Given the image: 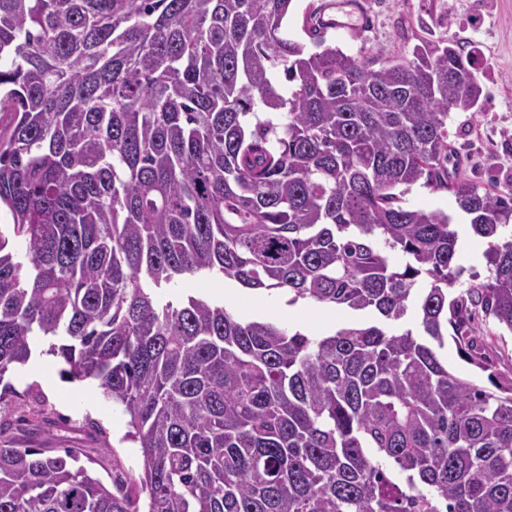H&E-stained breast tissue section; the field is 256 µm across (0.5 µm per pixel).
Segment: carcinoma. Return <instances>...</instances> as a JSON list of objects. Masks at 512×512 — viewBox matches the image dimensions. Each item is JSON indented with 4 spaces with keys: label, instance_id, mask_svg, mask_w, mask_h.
<instances>
[{
    "label": "carcinoma",
    "instance_id": "obj_1",
    "mask_svg": "<svg viewBox=\"0 0 512 512\" xmlns=\"http://www.w3.org/2000/svg\"><path fill=\"white\" fill-rule=\"evenodd\" d=\"M293 0H0V381L48 344L127 417L147 512H512V184L448 179L483 88L453 40L394 63L291 38ZM451 191L489 275L459 291ZM228 278L369 311L314 337L152 288ZM410 312L416 328L388 331ZM70 448L0 443V512H139ZM403 206L448 213L452 218L453 228L458 232L457 262L467 270L465 278H468L469 272H476L480 275L479 280H484L488 275L486 241L473 232L469 218L459 209L453 193L434 192L417 184L403 197ZM482 316L480 311L478 336H483L484 341L493 349L490 354L492 369L482 372L470 365L460 356L451 339L448 340V369L456 375L476 379L486 388L495 390L488 380L490 372L496 373L498 380L512 377V333L500 329L494 319Z\"/></svg>",
    "mask_w": 512,
    "mask_h": 512
}]
</instances>
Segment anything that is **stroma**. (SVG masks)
Segmentation results:
<instances>
[{
  "label": "stroma",
  "instance_id": "1",
  "mask_svg": "<svg viewBox=\"0 0 512 512\" xmlns=\"http://www.w3.org/2000/svg\"><path fill=\"white\" fill-rule=\"evenodd\" d=\"M371 24L348 35L327 33V46L353 55L382 54L391 60L409 55L422 40L452 38L475 60L486 97L481 112L452 113L448 121L452 179L488 190L512 183V0H367ZM411 209L441 210L458 233L457 262L467 271L487 276L486 242L476 235L456 197L415 185L404 196ZM159 302L180 303L187 296H205L241 320L274 319L312 335H326L351 321H372L368 312L341 311L308 300L289 304L277 291L254 293L235 282L186 276L155 289ZM479 334L492 352L491 372H482L448 348L454 374L488 385L489 373L512 377V333L491 318L479 321ZM57 358L35 354L25 366L7 372L4 380L16 391L0 406L10 426L0 438L20 446L78 448L91 457V467L104 482L124 481L130 492L140 472L137 449L125 441L126 418L113 409L95 382L63 380Z\"/></svg>",
  "mask_w": 512,
  "mask_h": 512
}]
</instances>
